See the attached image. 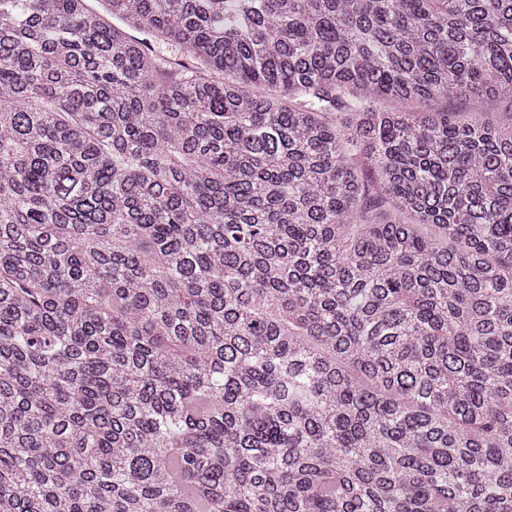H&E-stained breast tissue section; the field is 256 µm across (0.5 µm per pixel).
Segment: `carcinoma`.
Segmentation results:
<instances>
[{
	"instance_id": "carcinoma-1",
	"label": "carcinoma",
	"mask_w": 512,
	"mask_h": 512,
	"mask_svg": "<svg viewBox=\"0 0 512 512\" xmlns=\"http://www.w3.org/2000/svg\"><path fill=\"white\" fill-rule=\"evenodd\" d=\"M0 512H512V0H0Z\"/></svg>"
}]
</instances>
